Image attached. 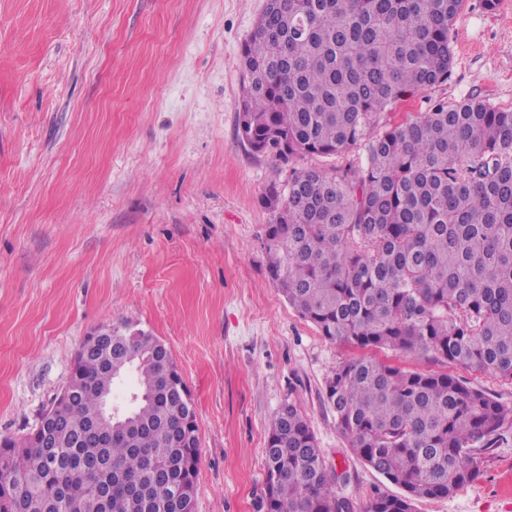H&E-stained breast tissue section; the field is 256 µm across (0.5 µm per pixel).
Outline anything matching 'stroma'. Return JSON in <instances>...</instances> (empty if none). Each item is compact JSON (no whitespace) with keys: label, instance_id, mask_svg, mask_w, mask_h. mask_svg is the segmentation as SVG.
Instances as JSON below:
<instances>
[{"label":"stroma","instance_id":"35a3bbf8","mask_svg":"<svg viewBox=\"0 0 512 512\" xmlns=\"http://www.w3.org/2000/svg\"><path fill=\"white\" fill-rule=\"evenodd\" d=\"M266 0H0V437L30 432L105 326L171 349L200 437L196 512H265L264 448L306 416L337 496L393 492L326 383L353 349L272 283L259 204L289 166L236 136L241 47ZM447 82L402 105L512 106V0H467ZM415 512H512V426L480 477Z\"/></svg>","mask_w":512,"mask_h":512}]
</instances>
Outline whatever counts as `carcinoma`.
Masks as SVG:
<instances>
[{"mask_svg":"<svg viewBox=\"0 0 512 512\" xmlns=\"http://www.w3.org/2000/svg\"><path fill=\"white\" fill-rule=\"evenodd\" d=\"M464 6L267 0L241 50L237 131L281 164L365 153L346 170L293 167L260 196L269 275L322 337L512 380V108L471 98L394 113L448 79ZM160 343L126 327L81 346L51 444L0 439V512H176L196 489L200 438ZM129 377L125 401L109 403ZM326 392L353 453L402 490L365 512L450 497L512 425L511 407L451 374L365 354ZM264 454L266 512H352L295 405L272 418Z\"/></svg>","mask_w":512,"mask_h":512,"instance_id":"carcinoma-1","label":"carcinoma"}]
</instances>
